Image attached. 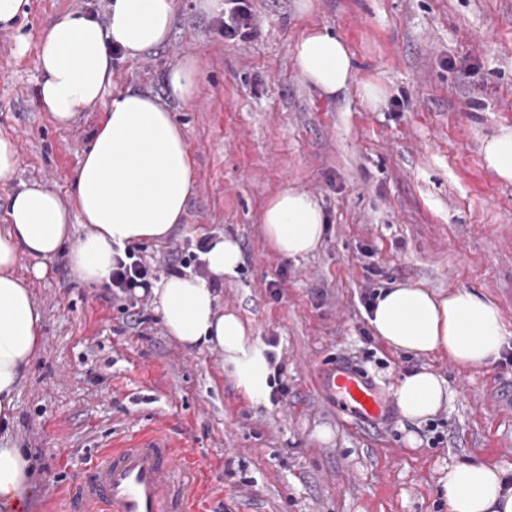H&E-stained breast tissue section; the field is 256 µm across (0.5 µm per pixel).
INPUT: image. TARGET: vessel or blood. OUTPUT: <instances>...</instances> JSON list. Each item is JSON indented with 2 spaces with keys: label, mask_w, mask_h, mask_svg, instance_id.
<instances>
[{
  "label": "vessel or blood",
  "mask_w": 512,
  "mask_h": 512,
  "mask_svg": "<svg viewBox=\"0 0 512 512\" xmlns=\"http://www.w3.org/2000/svg\"><path fill=\"white\" fill-rule=\"evenodd\" d=\"M321 381L337 409L362 426L376 429L388 418L387 402L359 371L339 363ZM192 454L158 419L139 437L111 443L90 475L62 495L69 512H188L201 493Z\"/></svg>",
  "instance_id": "obj_1"
}]
</instances>
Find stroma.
<instances>
[{"label":"stroma","mask_w":512,"mask_h":512,"mask_svg":"<svg viewBox=\"0 0 512 512\" xmlns=\"http://www.w3.org/2000/svg\"><path fill=\"white\" fill-rule=\"evenodd\" d=\"M258 31L224 37L223 15L176 0L167 44L118 59L112 82L167 98L168 71L198 62L191 105H177L195 160L187 212L147 253L195 252L199 241L236 239L243 261L220 289L253 337L283 366L288 394L255 405L224 374L213 347L168 336L152 299L140 322L106 285L79 281L72 243L34 280L41 343L0 445L25 449L34 474L29 512L43 491L83 481L114 438L165 419L196 450L209 494L192 512H448L438 482L455 459L512 469V362L463 369L442 354L414 356L374 334L366 289L421 282L448 295L491 300L512 335V183L483 161L482 146L512 128V0H248ZM100 0H29L0 25V134L16 144V176L0 184V230L9 199L38 183L70 201L76 171L103 113L59 127L38 98L44 30L60 14L99 13ZM317 26L342 38L357 81L325 97L301 79L293 47ZM376 87L378 105L361 96ZM285 188L310 194L325 216L316 251L297 258L267 243L262 215ZM342 358L393 399L403 374L427 367L451 399L430 419L394 412L384 431L336 409L320 376Z\"/></svg>","instance_id":"1"}]
</instances>
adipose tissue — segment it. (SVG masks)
Instances as JSON below:
<instances>
[{
  "mask_svg": "<svg viewBox=\"0 0 512 512\" xmlns=\"http://www.w3.org/2000/svg\"><path fill=\"white\" fill-rule=\"evenodd\" d=\"M175 9V0H110L106 23L71 11L52 22L38 45V95L54 122L66 127L97 108L104 120L79 162L72 205L36 184L11 197L8 227L0 232V427L12 421L19 382L38 346L40 314L29 284L14 273L20 256L36 258L32 273L44 277L46 260L76 226L87 227L71 251V269L78 279L100 284L109 281L119 248L166 240L184 220L193 161L169 103L112 85L113 49L134 59L167 43ZM294 55L302 80L324 95L356 82L346 44L327 29L305 32ZM263 224L270 245L290 258L313 252L325 229L317 201L292 188L268 201ZM202 260L205 277L171 275L155 284L164 327L184 345L219 348L235 387L253 403L268 402L274 376L270 349L251 339L237 313L223 310L211 286L235 275L239 244L212 238ZM370 323L395 350L444 353L465 369L493 364L512 343L491 301L468 290L444 297L420 282L382 290ZM395 396L412 420L435 414L450 400L446 380L425 368L405 375ZM439 484L448 512H512V474L485 460L458 459ZM30 488L22 449L0 447V505L24 499Z\"/></svg>",
  "mask_w": 512,
  "mask_h": 512,
  "instance_id": "obj_1",
  "label": "adipose tissue"
}]
</instances>
